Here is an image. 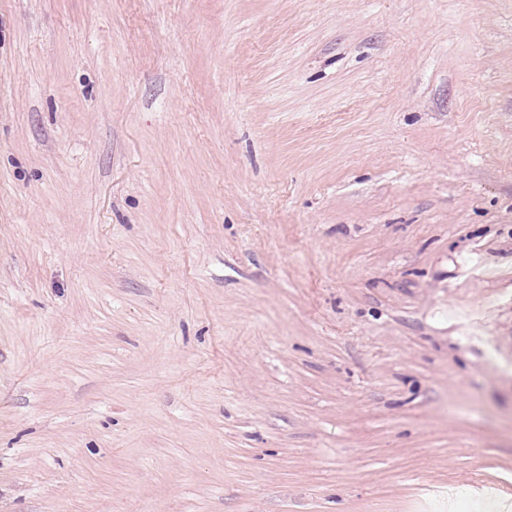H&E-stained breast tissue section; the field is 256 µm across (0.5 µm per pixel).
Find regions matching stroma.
<instances>
[{
    "instance_id": "1",
    "label": "stroma",
    "mask_w": 512,
    "mask_h": 512,
    "mask_svg": "<svg viewBox=\"0 0 512 512\" xmlns=\"http://www.w3.org/2000/svg\"><path fill=\"white\" fill-rule=\"evenodd\" d=\"M512 506V0H0V512Z\"/></svg>"
}]
</instances>
